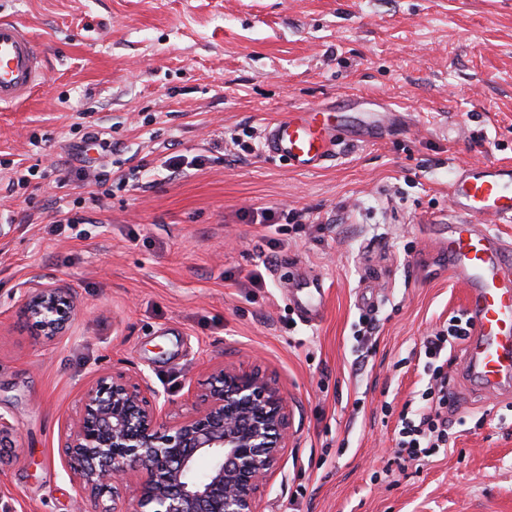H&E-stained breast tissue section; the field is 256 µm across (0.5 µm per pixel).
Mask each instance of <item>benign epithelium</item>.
<instances>
[{
  "label": "benign epithelium",
  "instance_id": "benign-epithelium-1",
  "mask_svg": "<svg viewBox=\"0 0 512 512\" xmlns=\"http://www.w3.org/2000/svg\"><path fill=\"white\" fill-rule=\"evenodd\" d=\"M26 314L44 336H62L76 315L68 289L33 279L22 287ZM142 387L99 377L81 394L65 431L64 464L79 499L100 512H261L260 498L281 467L293 433L276 378L257 368L214 370L204 404L181 414L140 376ZM138 481L127 497V479Z\"/></svg>",
  "mask_w": 512,
  "mask_h": 512
}]
</instances>
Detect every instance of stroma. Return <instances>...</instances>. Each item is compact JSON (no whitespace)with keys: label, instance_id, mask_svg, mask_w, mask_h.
I'll use <instances>...</instances> for the list:
<instances>
[{"label":"stroma","instance_id":"1","mask_svg":"<svg viewBox=\"0 0 512 512\" xmlns=\"http://www.w3.org/2000/svg\"><path fill=\"white\" fill-rule=\"evenodd\" d=\"M1 18L31 27L47 81L0 109V210L18 217L0 232V417L18 433L0 512H79L60 438L90 381L142 374L188 412L219 365L288 395L262 512H512V397L455 381L453 448L392 453L420 341L465 304L428 221L458 168L512 163V0H0ZM351 97L353 123L383 106L398 125L319 169L265 155L272 119ZM92 119L120 179L100 203L67 166ZM169 154L206 162L168 180ZM15 162L36 174L12 188ZM59 196L78 222L57 234ZM36 275L70 289L67 335L25 314ZM313 280L309 323L288 290Z\"/></svg>","mask_w":512,"mask_h":512}]
</instances>
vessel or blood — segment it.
<instances>
[{
    "label": "vessel or blood",
    "instance_id": "vessel-or-blood-1",
    "mask_svg": "<svg viewBox=\"0 0 512 512\" xmlns=\"http://www.w3.org/2000/svg\"><path fill=\"white\" fill-rule=\"evenodd\" d=\"M44 82L42 51L21 23L0 20V106L27 100ZM386 121L351 124L347 113L312 109L271 121L264 151L297 170L319 168L346 141H370ZM451 220L443 239L448 266L466 290L473 325L462 369L472 389L500 396L512 391V241L494 232L512 224V165L477 162L459 168L449 183Z\"/></svg>",
    "mask_w": 512,
    "mask_h": 512
}]
</instances>
